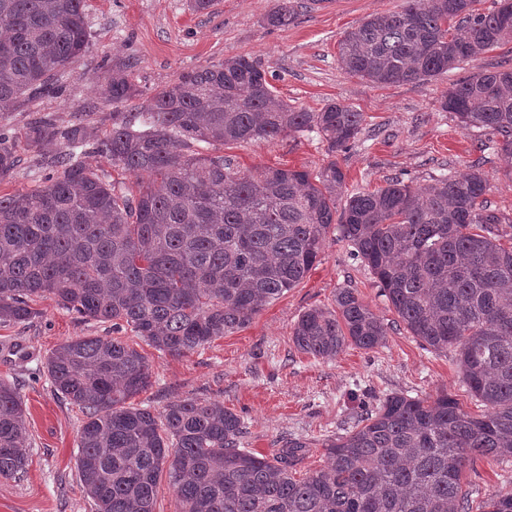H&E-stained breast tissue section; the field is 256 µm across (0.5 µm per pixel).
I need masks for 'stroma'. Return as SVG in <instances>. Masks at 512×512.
I'll return each instance as SVG.
<instances>
[{
	"label": "stroma",
	"mask_w": 512,
	"mask_h": 512,
	"mask_svg": "<svg viewBox=\"0 0 512 512\" xmlns=\"http://www.w3.org/2000/svg\"><path fill=\"white\" fill-rule=\"evenodd\" d=\"M274 4L214 0L208 10L195 12L188 0H86L91 47L67 70L64 94L2 115L0 124L20 133L44 114L61 125L86 121L103 134L112 126L113 112L97 90L106 66L130 63L140 94L126 109L134 112L183 72L246 55L261 62L278 99L313 112L336 101L363 112L366 122L355 142L334 156L314 132L222 147L241 173L268 167L316 172L333 158L348 186L371 190L395 177L424 185L476 165L489 179L496 209L512 217V155L501 150L498 136L462 129L455 115L440 107L452 84L482 70H512V42L435 79L377 85L340 67L337 43L367 16L400 10L403 0H324L300 9L295 21L282 27L266 23ZM342 287L353 289L387 323L385 345L370 351L350 345L331 359L299 353L292 341L298 317L314 306L333 308ZM36 307L40 315L32 321L0 325V379L19 385L30 453L22 476L0 478V512H96L76 463L84 416L53 392L44 362L61 343L111 335L112 325L80 320L49 300ZM137 348L151 364L152 384L135 404L160 413L185 399L222 403L243 416L242 443L253 452L272 455L291 438L308 442L298 466L302 476L326 466L323 440L345 435L356 415L385 395L431 400L446 393L467 412L482 410L466 391L455 350L435 352L412 336L368 267L333 231L305 279L247 327L182 357L161 354L143 341ZM463 487L477 510L494 490L512 488V465L479 461L466 468Z\"/></svg>",
	"instance_id": "35a3bbf8"
}]
</instances>
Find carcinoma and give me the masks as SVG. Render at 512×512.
Segmentation results:
<instances>
[{
    "label": "carcinoma",
    "mask_w": 512,
    "mask_h": 512,
    "mask_svg": "<svg viewBox=\"0 0 512 512\" xmlns=\"http://www.w3.org/2000/svg\"><path fill=\"white\" fill-rule=\"evenodd\" d=\"M478 2L404 0L346 31L338 62L390 85L476 61L512 39V0L488 12ZM301 7L278 0L268 25L294 22ZM0 29L1 110L64 93L66 68L90 46L85 0H0ZM100 95L115 107L139 96L129 66L107 69ZM440 108L512 153V71L453 84ZM364 121L337 102L312 112L278 100L261 63L237 55L182 73L142 112L112 113L102 138L81 121L48 116L34 119L22 142L0 129V180L20 150H58L37 188L0 195V324L35 318L32 302L45 298L183 356L296 287L334 225L405 328L434 351L456 348L462 381L484 407L474 415L448 394H389L326 440L329 470L298 478L306 441L258 455L242 447L243 418L220 403L184 400L159 414L138 407L130 399L151 385L146 356L119 337H78L59 345L46 369L53 390L85 416L77 465L97 512H153L163 472L178 512H472L467 464L512 462V219L487 198L486 175L474 167L423 186L392 178L350 191L334 159L315 175L250 176L209 152L315 130L334 156ZM89 147L137 188L84 165ZM292 336L299 352L324 359L348 344L382 346L387 327L340 288L334 309L306 310ZM24 425L19 389L0 380L1 478L26 471ZM482 512H512V489L490 494Z\"/></svg>",
    "instance_id": "obj_1"
}]
</instances>
